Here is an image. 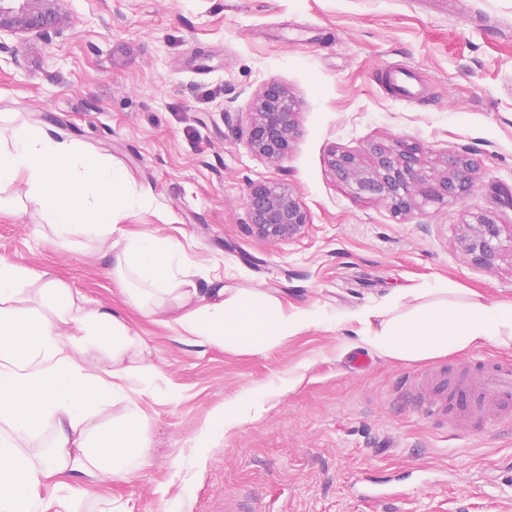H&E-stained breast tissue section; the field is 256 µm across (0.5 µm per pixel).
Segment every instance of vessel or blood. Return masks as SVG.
Listing matches in <instances>:
<instances>
[{
    "label": "vessel or blood",
    "mask_w": 512,
    "mask_h": 512,
    "mask_svg": "<svg viewBox=\"0 0 512 512\" xmlns=\"http://www.w3.org/2000/svg\"><path fill=\"white\" fill-rule=\"evenodd\" d=\"M388 83L402 99L415 95L413 72L402 69L390 73ZM404 391L415 392L418 415L430 422L450 421L456 432H466L471 420L494 413L496 425L512 428V360L465 362L455 370H434L411 378ZM352 494L359 499L383 501L396 495L395 480L358 479ZM258 495L239 489L224 496V512H253Z\"/></svg>",
    "instance_id": "vessel-or-blood-1"
}]
</instances>
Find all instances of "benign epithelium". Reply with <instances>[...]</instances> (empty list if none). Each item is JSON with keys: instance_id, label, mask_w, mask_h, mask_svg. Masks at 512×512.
I'll list each match as a JSON object with an SVG mask.
<instances>
[{"instance_id": "benign-epithelium-1", "label": "benign epithelium", "mask_w": 512, "mask_h": 512, "mask_svg": "<svg viewBox=\"0 0 512 512\" xmlns=\"http://www.w3.org/2000/svg\"><path fill=\"white\" fill-rule=\"evenodd\" d=\"M62 5L63 0H0V36L32 35L47 42ZM297 116L295 100L284 85L264 84L249 112V148L271 160L283 158L296 134ZM370 151L374 161L365 166L355 154L334 149L330 169L353 194L383 200L397 214L410 212L419 196L462 202L472 190L474 162L466 156L449 157L448 176L433 186L421 174L418 145L398 139L392 147L374 145ZM245 206L251 232L269 240H289L309 224L300 198L285 183L252 184ZM459 246L473 265L491 267L505 252L512 253V224L505 226L489 214H476L466 224Z\"/></svg>"}]
</instances>
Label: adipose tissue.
Listing matches in <instances>:
<instances>
[{
    "label": "adipose tissue",
    "mask_w": 512,
    "mask_h": 512,
    "mask_svg": "<svg viewBox=\"0 0 512 512\" xmlns=\"http://www.w3.org/2000/svg\"><path fill=\"white\" fill-rule=\"evenodd\" d=\"M142 201L129 173L79 141L0 114V213L33 210L63 245L98 244L113 280L131 302L188 341L254 354L316 322L284 314L253 288H229L221 273L201 274L183 246L118 227ZM400 312L365 344L403 360H427L512 343V303L475 292L449 303L444 288L406 290ZM149 347L118 309L88 306L48 270L0 264V512H76L60 476L131 480L144 464L149 425L131 394H145L156 368ZM111 427L96 418L111 405ZM50 430L47 449L23 446Z\"/></svg>",
    "instance_id": "1"
}]
</instances>
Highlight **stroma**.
<instances>
[{"instance_id":"1","label":"stroma","mask_w":512,"mask_h":512,"mask_svg":"<svg viewBox=\"0 0 512 512\" xmlns=\"http://www.w3.org/2000/svg\"><path fill=\"white\" fill-rule=\"evenodd\" d=\"M65 0L50 43L16 36L0 61V113L20 112L127 170L144 199L119 226L186 246L231 288H261L286 312L323 323L261 354L196 346L127 307L93 248L59 246L40 218L0 214V262L50 270L93 306L124 310L157 374L139 400L151 446L133 481L68 478L82 512L121 500L128 512H219L226 492L255 488L257 512H512V434L489 422L465 436L414 414L398 383L436 364L512 357L493 344L406 361L359 340L361 308L391 311L405 288H469L512 301V259L473 266L458 248L469 213L512 224V0ZM413 70L418 94L396 99L384 77ZM272 80L298 103L287 155L246 140L253 97ZM402 136L430 180L449 155L477 162L464 202L405 217L354 197L332 149L370 161ZM285 182L309 215L287 241L257 236L251 184ZM369 354L363 371L354 356ZM259 410L214 430L225 404ZM448 470L395 501L351 496L361 473Z\"/></svg>"}]
</instances>
